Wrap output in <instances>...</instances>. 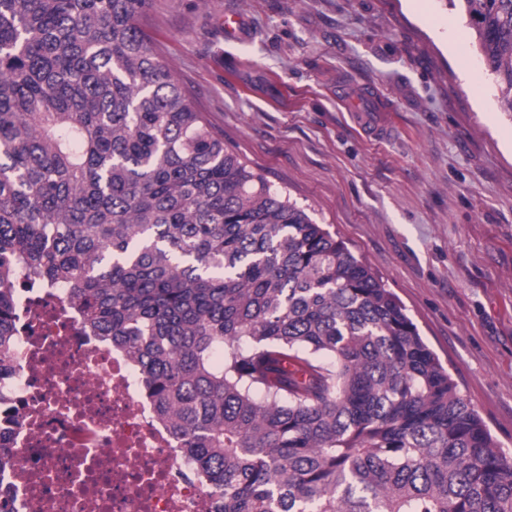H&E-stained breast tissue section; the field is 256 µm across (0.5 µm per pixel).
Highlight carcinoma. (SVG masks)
Returning a JSON list of instances; mask_svg holds the SVG:
<instances>
[{
    "label": "carcinoma",
    "mask_w": 512,
    "mask_h": 512,
    "mask_svg": "<svg viewBox=\"0 0 512 512\" xmlns=\"http://www.w3.org/2000/svg\"><path fill=\"white\" fill-rule=\"evenodd\" d=\"M512 115V0H448ZM0 0V355L72 291L223 512H512V459L346 243L224 148L139 19Z\"/></svg>",
    "instance_id": "carcinoma-1"
}]
</instances>
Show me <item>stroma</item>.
<instances>
[{
    "instance_id": "1",
    "label": "stroma",
    "mask_w": 512,
    "mask_h": 512,
    "mask_svg": "<svg viewBox=\"0 0 512 512\" xmlns=\"http://www.w3.org/2000/svg\"><path fill=\"white\" fill-rule=\"evenodd\" d=\"M142 26L225 146L393 292L512 457V117L466 16L154 0Z\"/></svg>"
}]
</instances>
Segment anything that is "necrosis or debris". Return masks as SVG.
Wrapping results in <instances>:
<instances>
[{"label":"necrosis or debris","mask_w":512,"mask_h":512,"mask_svg":"<svg viewBox=\"0 0 512 512\" xmlns=\"http://www.w3.org/2000/svg\"><path fill=\"white\" fill-rule=\"evenodd\" d=\"M69 289H25L0 445L12 512H222L157 416L130 357L84 331Z\"/></svg>","instance_id":"necrosis-or-debris-1"}]
</instances>
